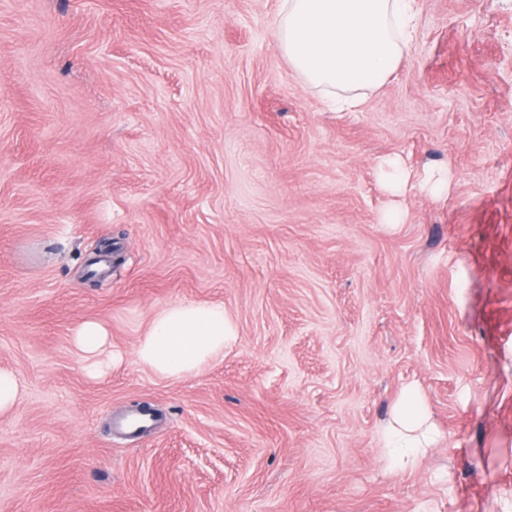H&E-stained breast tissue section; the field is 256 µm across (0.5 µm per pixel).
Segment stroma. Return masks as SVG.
Returning a JSON list of instances; mask_svg holds the SVG:
<instances>
[{
    "mask_svg": "<svg viewBox=\"0 0 512 512\" xmlns=\"http://www.w3.org/2000/svg\"><path fill=\"white\" fill-rule=\"evenodd\" d=\"M280 7L0 0V512H512V0H417L353 111ZM181 301L237 335L165 378L137 343ZM73 345L80 354L94 358L108 345L107 331L97 321H83L75 330ZM20 382L11 372L0 370V410L7 409L17 399ZM428 430L419 396L415 390L410 389L395 406L393 420L388 428L391 462H412L418 456L420 448H423L421 437L425 438Z\"/></svg>",
    "mask_w": 512,
    "mask_h": 512,
    "instance_id": "obj_1",
    "label": "stroma"
}]
</instances>
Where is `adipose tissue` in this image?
Returning <instances> with one entry per match:
<instances>
[{
	"mask_svg": "<svg viewBox=\"0 0 512 512\" xmlns=\"http://www.w3.org/2000/svg\"><path fill=\"white\" fill-rule=\"evenodd\" d=\"M416 28V0H282L275 39L295 71L313 85L345 91L355 108L358 90L381 86L396 70ZM235 334L223 306L177 302L152 316L137 358L159 376H191ZM427 431L419 396L408 390L388 428L392 463L412 462Z\"/></svg>",
	"mask_w": 512,
	"mask_h": 512,
	"instance_id": "obj_1",
	"label": "adipose tissue"
}]
</instances>
